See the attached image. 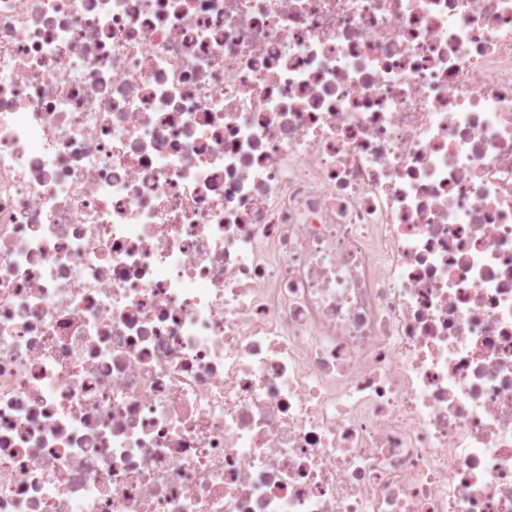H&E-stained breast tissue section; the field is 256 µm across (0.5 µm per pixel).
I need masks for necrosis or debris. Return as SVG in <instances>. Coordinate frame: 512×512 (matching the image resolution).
Segmentation results:
<instances>
[{"instance_id": "obj_1", "label": "necrosis or debris", "mask_w": 512, "mask_h": 512, "mask_svg": "<svg viewBox=\"0 0 512 512\" xmlns=\"http://www.w3.org/2000/svg\"><path fill=\"white\" fill-rule=\"evenodd\" d=\"M0 512H512V0H0Z\"/></svg>"}]
</instances>
